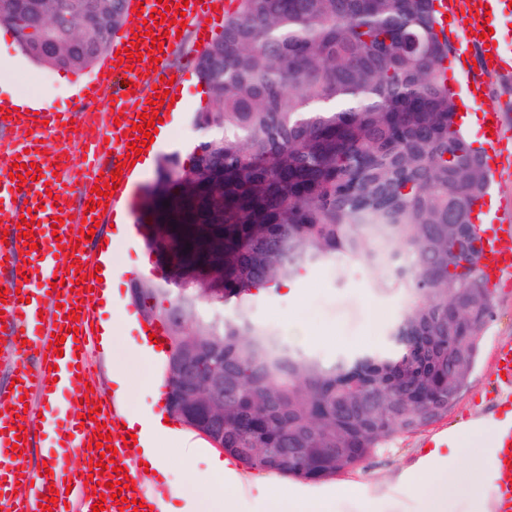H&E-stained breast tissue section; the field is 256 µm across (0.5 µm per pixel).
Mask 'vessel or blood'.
Wrapping results in <instances>:
<instances>
[{
  "label": "vessel or blood",
  "instance_id": "b4317fda",
  "mask_svg": "<svg viewBox=\"0 0 512 512\" xmlns=\"http://www.w3.org/2000/svg\"><path fill=\"white\" fill-rule=\"evenodd\" d=\"M167 21L154 24L150 17L162 10L157 0H145L141 19L119 30L113 41L118 56L108 59L96 80L86 83L92 100H99L108 88L120 94L114 110L99 112L57 113L50 107L31 113L12 110L0 118V133L9 141L5 146L10 162L36 163L39 172L35 179L21 181L10 179L6 170L0 169V220L8 219V236L0 241V288L5 295L0 298V311L5 314L7 336L13 339V351L4 362L10 378L0 383V404L5 405L0 415V512H43L42 498L49 491H57L60 500L53 512H92L98 503L97 496L105 492L107 484L89 479L85 470L66 468L64 461L74 451L95 453L92 440L97 424L106 425L112 433V446L117 454L116 472L110 473L108 482L124 480L138 467V459L130 446L123 442L125 435L119 424L122 408L107 393H100L101 410L95 419H82L71 415L56 419L54 434L47 437L57 450L58 461L50 471L33 469L30 465L32 440L44 435L45 417L39 416L36 407H25V399L48 400L51 396L80 398L84 384L79 381V370L88 369V353L95 342L93 328L95 295L92 291L97 281L93 276L95 256L101 245L100 238H87V229L93 228L102 212H95L86 221L85 233L74 230L71 218L74 195L90 199L91 190L100 174L118 170L122 179L112 197L108 210L117 211L125 205L129 194L134 166L125 162L129 145L136 139L131 123L144 111L148 100L157 91L167 90V83L158 89L130 91V83L140 82L141 67L132 66L125 51L139 47L141 52L151 49L150 43H137L144 32L160 37L164 50H171L176 35L170 34L169 20L180 14L219 21L230 0H189L186 9H179L180 0H169ZM448 26L452 30L453 47L458 57L457 72L463 73L472 90L474 104L482 105L479 90L488 80L498 78L512 81V64L504 58L501 36L489 33L490 22L512 17V0H446ZM163 11V10H162ZM477 55L478 67H469L470 55ZM482 127L487 130L482 141L495 174H512V131L508 130L498 111L484 108ZM53 137L57 148L53 154L39 152L40 140ZM78 149L84 163L81 173H74V163L69 155ZM24 199L26 208L15 206V199ZM512 208V200L503 198L489 204L481 213L477 232L483 249L482 271L489 283L512 279V226L491 223L493 213ZM29 212L31 229L37 243L36 249H27L19 239L17 223L22 212ZM61 217V224H54V217ZM85 275V294H78L74 287L78 275ZM64 279L60 292H53L54 278ZM79 310V320H70L72 310ZM49 311V320H41L40 311ZM64 336L62 354H53L49 345L52 335ZM495 361L504 365L505 376L495 384V405L492 409L495 422L494 448L496 450V478L493 487V512H512V341L497 344ZM26 433L25 442H17L18 433Z\"/></svg>",
  "mask_w": 512,
  "mask_h": 512
}]
</instances>
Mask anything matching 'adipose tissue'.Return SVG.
<instances>
[{
    "instance_id": "1",
    "label": "adipose tissue",
    "mask_w": 512,
    "mask_h": 512,
    "mask_svg": "<svg viewBox=\"0 0 512 512\" xmlns=\"http://www.w3.org/2000/svg\"><path fill=\"white\" fill-rule=\"evenodd\" d=\"M112 382L115 397L127 405L128 428L141 432L142 459L150 469L164 476L172 473L174 464H181L183 476L170 482L169 488L173 495L183 497L188 486H198V512H246L245 500L249 497L260 505L261 512H336V501L341 497L357 499L360 512L386 510L382 495L366 493L357 483H343L326 492L257 481L247 484L229 461L216 458L208 459L205 470H198L195 462L201 455L199 442L166 423L161 414L129 404L130 376L121 363L112 365ZM488 427V422L476 420L456 429L450 447L428 450L401 475L399 482L403 492L420 503V512H448V488L442 478L449 474L458 485L472 492L474 512H487L488 502L482 490L492 483L494 472L471 469L467 461L476 451L475 432Z\"/></svg>"
}]
</instances>
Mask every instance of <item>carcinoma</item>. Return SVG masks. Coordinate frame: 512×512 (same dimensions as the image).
Masks as SVG:
<instances>
[{"label":"carcinoma","mask_w":512,"mask_h":512,"mask_svg":"<svg viewBox=\"0 0 512 512\" xmlns=\"http://www.w3.org/2000/svg\"><path fill=\"white\" fill-rule=\"evenodd\" d=\"M236 2L196 59L208 102L191 164L171 155L158 168L168 223L144 244L160 251L165 300L149 282L133 297L175 352L189 337L224 340L225 454L320 482L437 422L468 386L493 314L474 230L492 174L455 121L441 0ZM88 4L103 24H83L75 0L39 12L0 0V25L34 61L81 70L128 18V0ZM220 250L224 265L209 263ZM336 256L390 269L378 287L408 304L386 345L326 361L251 310L256 292ZM167 408L192 430L204 417L171 394ZM323 448L346 452L333 467Z\"/></svg>","instance_id":"1"}]
</instances>
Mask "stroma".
Returning a JSON list of instances; mask_svg holds the SVG:
<instances>
[{"label": "stroma", "mask_w": 512, "mask_h": 512, "mask_svg": "<svg viewBox=\"0 0 512 512\" xmlns=\"http://www.w3.org/2000/svg\"><path fill=\"white\" fill-rule=\"evenodd\" d=\"M199 22L187 20L180 41L173 49L166 67L181 74L176 98L183 104L176 124L154 147L155 157L177 152L189 157L198 133L193 117L200 102L194 68L186 67L187 59L198 54L196 31ZM0 68L7 70L8 80L0 81V99L10 93L48 97L61 108H76L77 85L93 78L99 71L91 65L79 71H64L41 66L22 54L9 33L0 34ZM384 270L363 264L361 273H354L352 263L335 258L313 265L298 277L296 286L306 295L301 316L318 333L315 341L302 343V350L323 359H333L336 353L355 349L376 348L386 343L392 324L405 310V298L397 290L378 286ZM139 320L120 326L108 350L92 349V365L86 375L95 392H111L112 362L121 360L134 378L132 401L144 407L150 404L144 382L146 366L127 346L128 339L138 337ZM512 339V286L493 291V316L484 328L481 353L472 372L470 384L459 394L447 415L423 431L399 434L388 442L363 467L342 474L340 479L316 483V490H329L338 481L363 484L367 491L382 488L390 504L388 512H415L416 506L398 491L400 475L424 455V442L432 435L477 419H489L488 394L495 384L493 353L498 342Z\"/></svg>", "instance_id": "obj_1"}]
</instances>
